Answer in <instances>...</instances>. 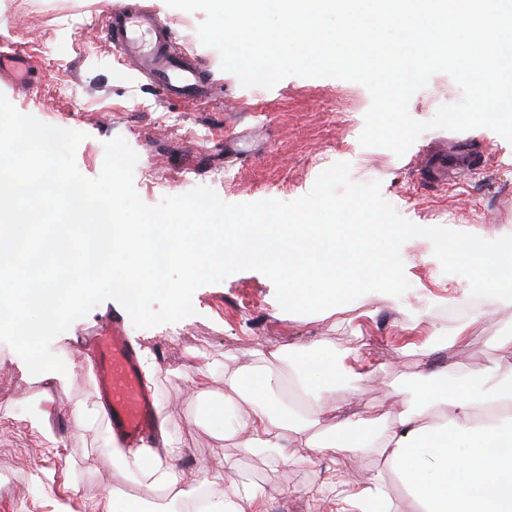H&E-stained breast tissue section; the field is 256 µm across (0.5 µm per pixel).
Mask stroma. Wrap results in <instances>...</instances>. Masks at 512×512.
<instances>
[{
  "instance_id": "stroma-1",
  "label": "stroma",
  "mask_w": 512,
  "mask_h": 512,
  "mask_svg": "<svg viewBox=\"0 0 512 512\" xmlns=\"http://www.w3.org/2000/svg\"><path fill=\"white\" fill-rule=\"evenodd\" d=\"M113 2L0 0V50L22 53L32 63L28 85L17 87L6 78L0 94L20 113L82 132L76 164L85 177L100 174L104 144L118 136L138 155L133 183L149 206L183 194L189 182L213 188L231 204L291 202L309 193L324 170L345 162L353 182L380 181L383 198L414 224L488 240L512 235V142L495 131L462 133L485 149L486 168L451 185L434 183L416 159L428 145L451 138L450 130H425L400 157L384 147L361 146L371 105L365 86L296 75L270 89L242 86L222 69L219 52L200 42L204 13L145 0L214 80L209 98L166 100L114 49L108 34ZM461 98L455 81L437 73L412 96L409 113L424 122ZM400 255L411 287L399 297L369 292L321 312L291 313L281 308L265 275L243 270L198 288L195 315L131 328L157 366L148 389L158 414L177 425L184 497L204 481L223 490L246 483L263 495L268 512H310L304 491L321 480L330 450L306 448L292 432L294 459L279 463L269 454L246 452L239 439L224 435L238 399L224 378L244 366H270L283 394L305 410L311 398L296 388L299 362L316 349L330 357L363 355L359 377L345 383L340 408L319 416V432L345 420L376 422L415 406L422 391L437 386L440 369H447L452 383L477 382L495 370L494 344L512 333V301L486 298L463 319L449 318L471 296L467 279L443 271L428 239L406 241ZM121 310L117 301H104L53 340L52 351L67 367L56 380L31 375L21 357L0 343V476L7 481L0 512H53L65 498L71 512H82L90 501L99 503L100 512H125L130 500L149 498L150 480L130 476L122 463L89 464L112 430L94 400L78 336ZM462 326L468 332L459 341L455 333ZM185 373L199 375L196 387L182 381ZM54 442L59 453L52 456L46 448ZM53 470L56 485L42 488L36 475ZM72 483L79 487L74 497L67 491Z\"/></svg>"
}]
</instances>
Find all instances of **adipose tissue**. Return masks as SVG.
I'll return each mask as SVG.
<instances>
[{
  "instance_id": "obj_1",
  "label": "adipose tissue",
  "mask_w": 512,
  "mask_h": 512,
  "mask_svg": "<svg viewBox=\"0 0 512 512\" xmlns=\"http://www.w3.org/2000/svg\"><path fill=\"white\" fill-rule=\"evenodd\" d=\"M495 349L503 367L490 377L488 388L474 393L470 380H460L451 396L436 389L423 392L412 411L376 425L370 435L346 427L322 433L294 410L269 403L278 388L275 377L253 369L235 374L246 407L228 429L241 438L246 451H268L279 461L289 457L287 430L300 435L304 447L336 451L321 482L309 489L312 512H365L369 502L384 512H401L388 491V477L402 478L418 503V512H512V335L499 337ZM174 423H160L161 446L153 457V484L178 491L182 475L173 461L179 448ZM370 448L378 466L364 483L350 488L343 479L338 453Z\"/></svg>"
}]
</instances>
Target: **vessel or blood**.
<instances>
[{
  "instance_id": "vessel-or-blood-1",
  "label": "vessel or blood",
  "mask_w": 512,
  "mask_h": 512,
  "mask_svg": "<svg viewBox=\"0 0 512 512\" xmlns=\"http://www.w3.org/2000/svg\"><path fill=\"white\" fill-rule=\"evenodd\" d=\"M111 40L120 56L166 98H202L212 87L210 74L173 41L167 23L140 7L113 11ZM479 151L452 142L430 151L423 164L437 183L465 178L481 167ZM81 342L93 370L95 393L107 407V420L117 441L138 442L154 428L156 400L140 382V350L119 316L92 326Z\"/></svg>"
}]
</instances>
